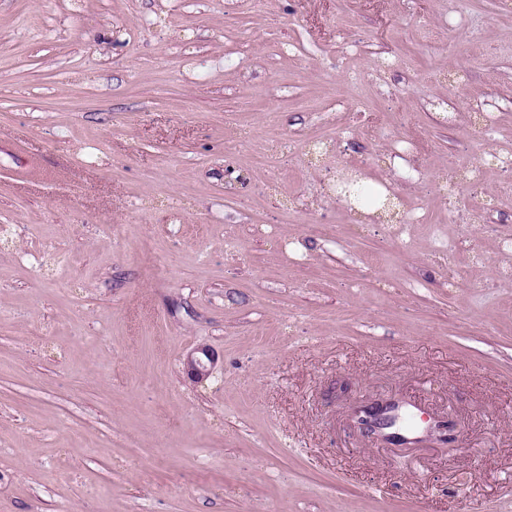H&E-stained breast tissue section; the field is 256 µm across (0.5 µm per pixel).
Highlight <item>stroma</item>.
Here are the masks:
<instances>
[{"label": "stroma", "instance_id": "35a3bbf8", "mask_svg": "<svg viewBox=\"0 0 512 512\" xmlns=\"http://www.w3.org/2000/svg\"><path fill=\"white\" fill-rule=\"evenodd\" d=\"M498 154L512 0H0V512H512ZM390 403L392 402L375 401L358 407L353 415L354 426L365 437L400 445L405 436L398 432L399 419H395L390 426L395 427L396 432L391 433L386 427V418L390 413Z\"/></svg>", "mask_w": 512, "mask_h": 512}]
</instances>
